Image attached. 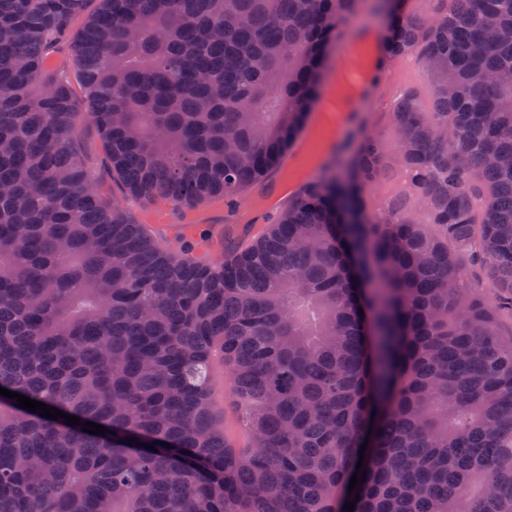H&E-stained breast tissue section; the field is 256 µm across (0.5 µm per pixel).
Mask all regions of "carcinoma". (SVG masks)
Here are the masks:
<instances>
[{"label": "carcinoma", "instance_id": "carcinoma-1", "mask_svg": "<svg viewBox=\"0 0 512 512\" xmlns=\"http://www.w3.org/2000/svg\"><path fill=\"white\" fill-rule=\"evenodd\" d=\"M89 2L0 0V387L82 419L0 394V512H512V336L467 280L512 306V0H378L385 56L432 79L391 112L410 197L369 207L365 135L218 260L106 200L78 120L124 191L231 200L299 136L361 0ZM57 66L63 71L69 78L72 89L76 97L81 99L82 96V81L78 70L75 65V61L69 50L63 49L57 54ZM78 138L87 165L98 174L105 195L112 200V176L107 170L106 153L96 129L87 121L80 119ZM216 411L219 415H224V432L227 434L232 443L243 445L248 435L238 422L237 413L235 411L230 387L224 375V397L220 394L216 397Z\"/></svg>", "mask_w": 512, "mask_h": 512}]
</instances>
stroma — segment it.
<instances>
[{
    "label": "stroma",
    "mask_w": 512,
    "mask_h": 512,
    "mask_svg": "<svg viewBox=\"0 0 512 512\" xmlns=\"http://www.w3.org/2000/svg\"><path fill=\"white\" fill-rule=\"evenodd\" d=\"M365 0L333 42L321 74L317 101L304 128L269 179L243 192L242 208L270 215L283 209L308 182L350 152L356 132L374 134L392 143L389 107L404 90L428 95L429 77L414 57L384 59L381 24Z\"/></svg>",
    "instance_id": "obj_1"
}]
</instances>
